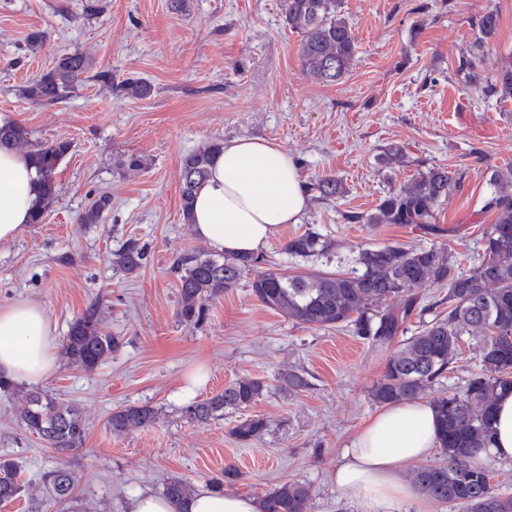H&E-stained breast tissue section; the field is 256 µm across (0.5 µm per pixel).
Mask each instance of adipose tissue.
I'll use <instances>...</instances> for the list:
<instances>
[{
	"label": "adipose tissue",
	"mask_w": 512,
	"mask_h": 512,
	"mask_svg": "<svg viewBox=\"0 0 512 512\" xmlns=\"http://www.w3.org/2000/svg\"><path fill=\"white\" fill-rule=\"evenodd\" d=\"M36 170L27 157L0 151V243L14 240L30 223ZM309 203L297 166L281 145L263 139L224 142L197 190L191 222L207 246L222 253H258L285 224L298 223ZM51 320L38 305L0 307V375L37 384L58 366ZM494 434L481 458L512 460V393L493 410ZM438 441L430 404L388 405L368 420L341 450L336 488L361 512H393L416 493L404 468L429 457ZM186 512H260L252 498L198 490Z\"/></svg>",
	"instance_id": "1"
}]
</instances>
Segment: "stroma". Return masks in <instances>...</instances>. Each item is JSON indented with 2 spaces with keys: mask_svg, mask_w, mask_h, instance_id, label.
<instances>
[{
  "mask_svg": "<svg viewBox=\"0 0 512 512\" xmlns=\"http://www.w3.org/2000/svg\"><path fill=\"white\" fill-rule=\"evenodd\" d=\"M499 16L480 42L477 19ZM357 45L345 77L322 84L302 71L300 38L284 22L281 0H0V122L17 121L35 139L70 141L56 171L58 200L43 223L0 244V306L42 307L61 345L70 323L96 306L102 326L123 346L87 371L60 361L39 390L71 402L87 419L81 448L56 454L25 431L20 396L0 397V459L16 462L26 481L21 497L0 512H125L137 492L162 493L173 477L208 486L227 464L241 479L229 493L254 499L288 480L313 492L311 512H357L336 489L340 450L372 416L370 399L389 347L346 330L292 323L260 305L247 281L212 300L205 322L178 316L180 297L169 273L173 257L198 244L180 210V165L212 140L262 138L294 157L304 184L334 176L344 193L311 198L299 223L286 224L265 252L281 268L298 263L282 247L312 228L343 253L401 242L448 248L462 267L476 262L494 216L483 204L490 167L512 165V100L488 86L512 57V0H341ZM42 32L40 50L29 36ZM79 52L93 69L61 102L25 98L23 88L55 57ZM148 80L150 96L122 95V80ZM401 158L385 163L384 151ZM141 157L131 169L129 156ZM444 166L461 180L438 209L445 229L433 238L395 224H362L355 213L375 208L418 170ZM102 196L97 222L83 212ZM129 239L145 251L127 274L112 252ZM207 374L197 399L243 376L270 382L250 409L269 427L261 441L239 445L230 430L238 414L206 424L187 419L178 391L196 368ZM306 371L310 388L275 387L278 372ZM131 403L159 408L155 426L125 436L110 431L113 409ZM64 466L78 481L77 504L49 499L44 472Z\"/></svg>",
  "mask_w": 512,
  "mask_h": 512,
  "instance_id": "35a3bbf8",
  "label": "stroma"
}]
</instances>
